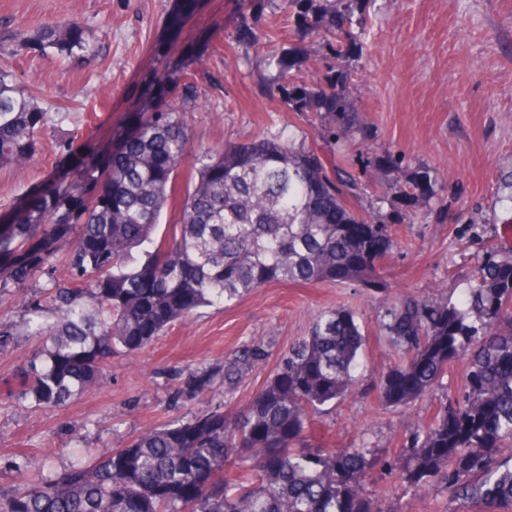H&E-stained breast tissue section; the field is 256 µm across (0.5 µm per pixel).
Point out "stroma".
Wrapping results in <instances>:
<instances>
[{
	"label": "stroma",
	"mask_w": 512,
	"mask_h": 512,
	"mask_svg": "<svg viewBox=\"0 0 512 512\" xmlns=\"http://www.w3.org/2000/svg\"><path fill=\"white\" fill-rule=\"evenodd\" d=\"M176 0H0V33L32 29L49 19L75 18L95 36L99 53L88 58L22 55L11 66L20 86L38 93L65 116L55 121L34 161L0 168V221L48 179H76L59 145L78 138L85 147L119 141L155 75L173 66L198 73L195 98L174 91L169 103L184 113L191 153L178 174L186 185L200 148L289 130L313 142V113L289 112L285 102L257 83L258 53L232 51L229 43L252 0H192L177 38L166 19ZM257 13V12H254ZM367 35L352 84L363 111L365 135L408 169L438 175L433 209L415 224L398 225L401 246L385 262L383 288L353 283L301 286L270 283L224 307L197 310L134 355L113 354L102 388L62 407H37L12 383L37 343L17 337L0 351V494L13 475L7 459L25 454L33 471L62 473L84 448L104 454L131 436L188 418L215 405L243 406L271 375L280 356L309 331L322 311L345 305L356 311L365 335L361 381L344 400L327 405L310 430L312 442L354 448L368 442L380 452L401 447L419 418L430 416L443 394L435 389L407 408L379 407L376 387L399 358L380 331L387 298L401 293L458 297L485 243L512 219V0H368ZM261 28L295 36L282 27L275 4L257 13ZM477 236L468 250L459 237L469 223ZM260 349L231 386L216 378L195 398L180 395L188 372L212 371L244 350ZM392 476L373 472L370 492L383 512H446V491L417 497L390 494Z\"/></svg>",
	"instance_id": "35a3bbf8"
}]
</instances>
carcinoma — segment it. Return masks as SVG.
Here are the masks:
<instances>
[{
    "mask_svg": "<svg viewBox=\"0 0 512 512\" xmlns=\"http://www.w3.org/2000/svg\"><path fill=\"white\" fill-rule=\"evenodd\" d=\"M280 2L298 42L264 57L267 81L288 111L319 116L316 141L258 135L198 150L178 209L160 224L189 137L181 112L158 103L177 87L187 96L197 89L196 74L181 68L149 82L111 155L64 144L81 179L48 181L13 223L0 224V301L38 274L51 284L26 302L19 324L0 325V350L17 336L40 342L17 374L36 405L68 404L100 384L116 348L134 353L197 309L270 282L381 287L398 246L394 225L417 223L431 205L434 171L410 172L402 159L357 141L364 120L340 63L365 35L367 0ZM275 36L245 16L234 42L248 50ZM307 38L339 62L311 81L300 76ZM96 53L94 35L76 19L0 37V57ZM52 122L42 98L0 63V167L30 163ZM373 169L391 179L364 206ZM60 264L66 280L55 277ZM381 329L404 354L380 380L383 406L416 402L442 385L454 362L467 363L461 385L446 388L392 456L306 444L314 415L358 380L365 336L356 312L339 306L319 313L233 412L218 405L141 432L89 466L73 463L38 481L26 455H15L8 467L18 486L0 494V512H382L365 489L375 468L397 477L405 496L443 488L457 504L448 512H512V459L500 454L512 447V247H486L455 301L398 297ZM257 355L224 364V381L235 382ZM216 376L192 372L182 393L203 394Z\"/></svg>",
    "mask_w": 512,
    "mask_h": 512,
    "instance_id": "cac0c4a2",
    "label": "carcinoma"
}]
</instances>
